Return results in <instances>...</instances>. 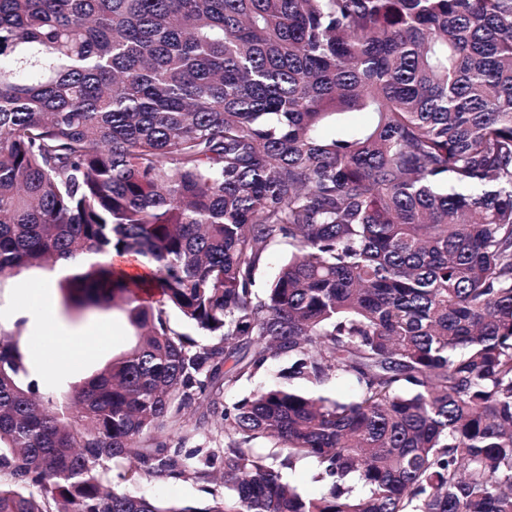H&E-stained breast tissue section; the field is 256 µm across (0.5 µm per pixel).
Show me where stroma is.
I'll use <instances>...</instances> for the list:
<instances>
[{"mask_svg":"<svg viewBox=\"0 0 512 512\" xmlns=\"http://www.w3.org/2000/svg\"><path fill=\"white\" fill-rule=\"evenodd\" d=\"M46 275L43 269H27L0 283V331L13 332L15 307L22 298L35 293L39 296L38 305L44 316L62 323L76 341L83 343L80 356L66 359L56 353L44 352L28 334H21L19 338L27 363L40 371L42 397L57 401L63 398L70 386L102 369L112 357L125 352L133 340L134 329L126 313L117 308L90 314L65 310L62 292L58 287L46 286ZM102 324L110 325L111 336L97 345L84 344V337L94 335ZM132 467L129 461L112 465L107 474L109 485L136 495L187 500L200 505L207 503L212 494L224 490L223 484L215 481L157 480L145 475L133 480L126 479V472Z\"/></svg>","mask_w":512,"mask_h":512,"instance_id":"35a3bbf8","label":"stroma"}]
</instances>
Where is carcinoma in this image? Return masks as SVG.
<instances>
[{
	"label": "carcinoma",
	"mask_w": 512,
	"mask_h": 512,
	"mask_svg": "<svg viewBox=\"0 0 512 512\" xmlns=\"http://www.w3.org/2000/svg\"><path fill=\"white\" fill-rule=\"evenodd\" d=\"M56 266L136 342L45 406L0 336V512H512V0H0V283ZM279 359L357 394L223 398ZM213 426L224 496L104 485ZM288 250V242L285 241L275 243L269 248L267 260L257 275L256 288L264 287L273 278L281 262L288 256ZM314 471V465L308 462L297 466L296 470L290 473V479L297 486L299 492L305 496L318 495L322 490L321 483L313 479Z\"/></svg>",
	"instance_id": "1"
}]
</instances>
